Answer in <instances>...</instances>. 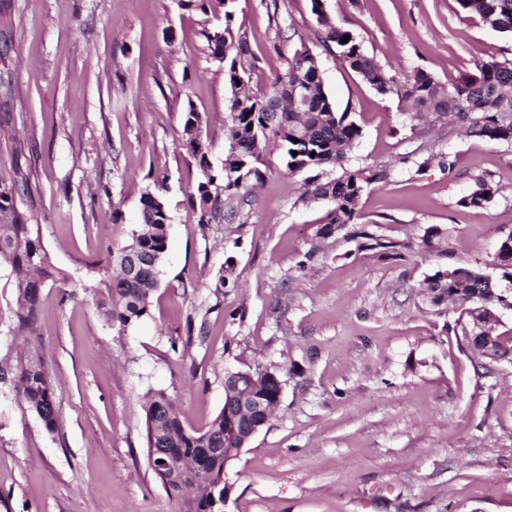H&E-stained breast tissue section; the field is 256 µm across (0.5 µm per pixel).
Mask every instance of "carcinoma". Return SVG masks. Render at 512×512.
Returning <instances> with one entry per match:
<instances>
[{
	"label": "carcinoma",
	"mask_w": 512,
	"mask_h": 512,
	"mask_svg": "<svg viewBox=\"0 0 512 512\" xmlns=\"http://www.w3.org/2000/svg\"><path fill=\"white\" fill-rule=\"evenodd\" d=\"M463 13H473L489 21L497 31L512 34V0H456ZM312 12L321 22L318 40L324 48L334 51L337 59L359 74L378 93L396 94L406 103L410 122L425 121L430 117H453L467 125V131L490 142H512V62L488 61L477 72L463 76L451 87L441 85L432 75L417 71L403 83L387 76L378 61L364 52L360 42L345 27L323 19V0H311ZM350 36L346 42L344 36ZM211 56L224 68V81L229 87L225 124L230 137L225 155L233 150L245 156L243 169H235L234 177L222 174V183L211 174L206 158V146L201 137L203 117L194 108L183 115L182 145L198 160L205 180L188 198L198 214V223L210 224L220 218H242L251 206V182L262 180L265 156L279 150L286 160L289 173L310 172L305 178L302 199L323 200L333 205L331 221L324 225L322 234L328 236L344 229L358 218L356 206L364 188L388 178L381 167L369 170H350L345 166L347 154L362 135L355 121L346 112L336 111L317 78L315 55L308 51L295 54L285 73L274 77L270 89L260 92L251 84L247 37L235 27V13L224 11V26L206 34ZM311 91L310 104L301 108L291 100L295 87ZM288 100L278 114L269 121L273 103ZM10 166H0V263L7 264L14 275L19 308L16 312V332H30L39 316V289L48 280L60 276L46 250L38 225L30 223L27 212L18 201L29 194L30 173L28 156L33 139H22L8 132ZM224 200H219V193ZM496 193L495 186L484 177L474 180V189L463 196L461 206L479 212ZM140 224L132 229L127 242L109 254L108 265L101 285L103 291L99 306L112 326L126 327L148 315L153 292L158 288L160 263L167 249L169 213L160 206L141 199ZM355 236L363 239L361 248L378 249L389 256H397L405 245L377 237L367 231ZM423 251L447 253V237L440 228L432 226L422 239ZM136 249L143 256L138 272L125 273L123 257ZM497 268L501 278L512 285V236L501 241L497 254ZM423 294L426 302L435 308L449 303L460 308L459 316L448 329L454 332L459 345L468 351L466 342L470 325L479 319L486 323L488 338L475 344V356L481 365L507 361L512 363V336L507 338L497 330V308L507 305L509 294L495 287L491 275L474 268L439 269L425 280ZM254 396L265 402L269 416L278 407L279 389L267 383L264 369H248ZM3 376H11L17 393L41 419L46 429L57 427L55 406L56 388L45 371L37 350L23 344L14 365L0 369ZM147 463L167 495L179 504L180 512H224V461L226 454L238 447V435L220 411L207 427L188 429L181 420L174 401L163 391H157L145 400ZM163 448L173 458H183L197 464L208 474L211 489L192 496L175 486L167 487L163 475L152 457V449ZM209 448L205 454L202 449Z\"/></svg>",
	"instance_id": "obj_1"
}]
</instances>
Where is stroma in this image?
Masks as SVG:
<instances>
[{"label": "stroma", "instance_id": "stroma-1", "mask_svg": "<svg viewBox=\"0 0 512 512\" xmlns=\"http://www.w3.org/2000/svg\"><path fill=\"white\" fill-rule=\"evenodd\" d=\"M397 82L414 71L451 86L477 64L512 61V36L456 0H324ZM252 84L268 91L302 51L316 55L337 111L362 128L352 170L387 165L358 224L404 242L402 257L324 239L326 201L302 202L303 174L279 151L244 220L199 224L187 198L203 174L181 144L195 107L213 172L227 143L224 72L205 34L224 24L218 0H0L13 27L0 65V113L34 136L31 218L65 277L40 291L30 339L56 385L47 430L0 379V512H178L147 464L143 399L161 390L184 424L205 428L224 405L227 373L276 366L288 380L279 414L225 471L224 512H512V364L478 369L429 306L437 268L498 276L512 235V144L444 122L411 125L316 40L311 0H234ZM452 171L417 165L431 153ZM497 189L481 214L459 204L478 176ZM170 215L150 312L120 328L97 306L108 247L138 223L145 192ZM121 213L113 222V213ZM448 231V255H425L426 228ZM233 258L238 285L217 288ZM0 267V368L23 337Z\"/></svg>", "mask_w": 512, "mask_h": 512}]
</instances>
